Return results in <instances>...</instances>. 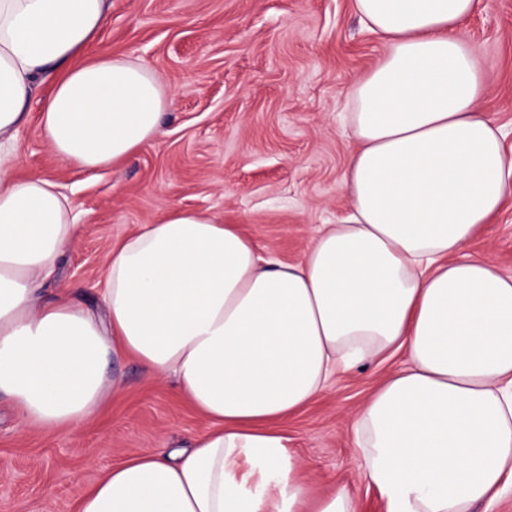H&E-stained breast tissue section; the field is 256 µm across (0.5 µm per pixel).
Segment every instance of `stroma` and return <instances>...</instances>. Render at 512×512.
Segmentation results:
<instances>
[{
    "label": "stroma",
    "instance_id": "stroma-1",
    "mask_svg": "<svg viewBox=\"0 0 512 512\" xmlns=\"http://www.w3.org/2000/svg\"><path fill=\"white\" fill-rule=\"evenodd\" d=\"M92 55L149 68L169 89L157 137L123 164L86 172L58 160L37 114L42 86L20 134L22 167L61 183L83 231L61 258L56 282L96 306L112 243L174 210H204L237 224L284 263L300 261L318 225L335 224L349 202L340 187L354 149L346 94L382 53L353 0H107ZM481 50L487 90L478 110L506 132L512 155V0H482L463 28ZM465 255L512 273V202ZM404 355L336 375L289 420L288 449L313 494L345 485L358 512H386L364 481L351 423ZM122 389L75 432L20 419L0 396V512H76L100 475L144 450L184 448L207 428L171 382L134 359L110 360Z\"/></svg>",
    "mask_w": 512,
    "mask_h": 512
}]
</instances>
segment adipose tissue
<instances>
[{
	"instance_id": "1",
	"label": "adipose tissue",
	"mask_w": 512,
	"mask_h": 512,
	"mask_svg": "<svg viewBox=\"0 0 512 512\" xmlns=\"http://www.w3.org/2000/svg\"><path fill=\"white\" fill-rule=\"evenodd\" d=\"M481 0H354L381 37L348 89L350 208L301 261L235 225L173 211L111 246L104 318L44 285L81 226L60 184L21 176L18 134L45 78L41 131L64 163L100 170L158 134L167 93L147 67L86 50L106 0H0V395L26 422L75 429L135 358L208 421L190 447L142 451L78 512H358L312 498L284 426L332 377L403 352L352 426L387 512H473L512 487V274L461 251L512 199L501 126L477 110Z\"/></svg>"
}]
</instances>
